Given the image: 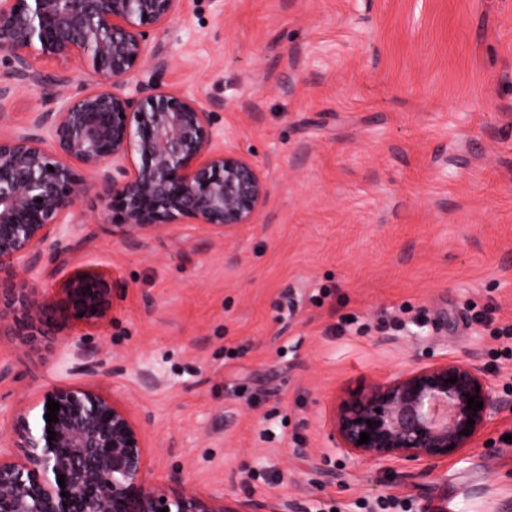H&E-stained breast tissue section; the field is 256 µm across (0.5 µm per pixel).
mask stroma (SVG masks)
Segmentation results:
<instances>
[{
	"mask_svg": "<svg viewBox=\"0 0 512 512\" xmlns=\"http://www.w3.org/2000/svg\"><path fill=\"white\" fill-rule=\"evenodd\" d=\"M137 80L214 112L264 170L255 223L179 224L135 245L103 189L76 210L78 266L112 275L87 329L56 309L0 335V436L55 387L94 388L142 431L151 481L246 512H512V408L444 460L378 464L332 437L335 407L435 359L485 369L512 401V0H181ZM11 84L22 124L47 91ZM82 336L105 363L72 372Z\"/></svg>",
	"mask_w": 512,
	"mask_h": 512,
	"instance_id": "1",
	"label": "stroma"
}]
</instances>
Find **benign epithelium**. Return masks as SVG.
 <instances>
[{
    "mask_svg": "<svg viewBox=\"0 0 512 512\" xmlns=\"http://www.w3.org/2000/svg\"><path fill=\"white\" fill-rule=\"evenodd\" d=\"M179 6L180 0H0V65L12 79L39 75L40 59L78 58L99 80L75 97L53 94L18 129H8L9 117L0 113V273L23 276L19 287L0 289V307L23 311L28 336L55 301L88 328L103 327L112 311V276L104 269H74L52 296L34 285L75 239L73 217L88 187L78 170L108 187L103 211L128 239L183 221L224 234L255 223L266 204V176L223 145L212 113L190 97L128 82L147 60V28L166 24ZM71 346L72 370L97 375V352L79 339ZM469 395L483 408L468 409ZM50 398L60 404L51 424ZM39 406L33 418L27 411L14 416L10 447L17 452L0 448V512H242L184 483L149 481L139 426L97 390L56 387ZM506 406L479 366L440 361L340 403L334 437L361 460L434 461L468 447ZM470 418L475 424L465 436ZM362 432L370 441L359 445Z\"/></svg>",
    "mask_w": 512,
    "mask_h": 512,
    "instance_id": "7a95c632",
    "label": "benign epithelium"
}]
</instances>
